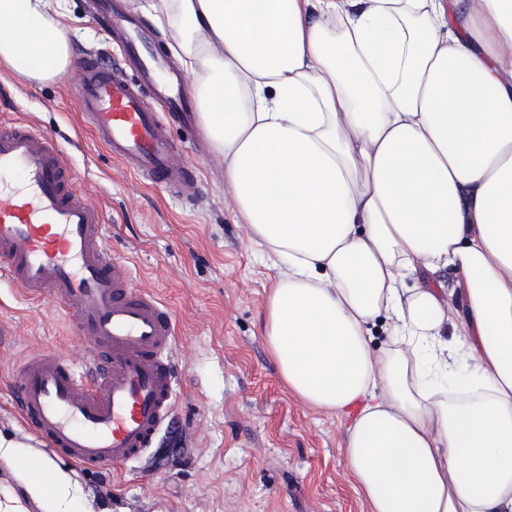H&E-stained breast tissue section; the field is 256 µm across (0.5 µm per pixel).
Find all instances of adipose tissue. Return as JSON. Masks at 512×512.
Masks as SVG:
<instances>
[{
    "label": "adipose tissue",
    "instance_id": "adipose-tissue-1",
    "mask_svg": "<svg viewBox=\"0 0 512 512\" xmlns=\"http://www.w3.org/2000/svg\"><path fill=\"white\" fill-rule=\"evenodd\" d=\"M146 10L197 76L237 220L284 266L269 352L350 418L367 512H512V0ZM66 11L0 0V67L62 77ZM0 459L43 512H94L28 442L0 434Z\"/></svg>",
    "mask_w": 512,
    "mask_h": 512
}]
</instances>
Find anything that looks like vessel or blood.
I'll return each instance as SVG.
<instances>
[{"mask_svg":"<svg viewBox=\"0 0 512 512\" xmlns=\"http://www.w3.org/2000/svg\"><path fill=\"white\" fill-rule=\"evenodd\" d=\"M104 18L119 53L79 62L72 94L81 120L127 170L190 195L196 165L164 118L192 123L187 79L139 23L118 11ZM71 180L54 138L26 123L0 126V265L26 293L52 296L92 342L82 371L55 354L19 367L20 415L56 455L105 469L143 457L171 418L176 330L167 307L134 289L105 250L103 212Z\"/></svg>","mask_w":512,"mask_h":512,"instance_id":"b4317fda","label":"vessel or blood"}]
</instances>
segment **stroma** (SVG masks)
I'll return each instance as SVG.
<instances>
[{"instance_id": "stroma-1", "label": "stroma", "mask_w": 512, "mask_h": 512, "mask_svg": "<svg viewBox=\"0 0 512 512\" xmlns=\"http://www.w3.org/2000/svg\"><path fill=\"white\" fill-rule=\"evenodd\" d=\"M70 70L31 80L0 71V124L21 120L53 136L74 171L72 188L99 205L106 246L137 289L170 310L174 411L143 458L112 470L72 466L104 512H365L342 455L347 424L283 385L263 336L276 271L233 218L224 163L200 161L194 203L127 172L79 120L74 64L109 49L88 0H68ZM0 432L30 430L12 402L17 367L44 353L83 368L89 337L52 298L26 296L0 274Z\"/></svg>"}]
</instances>
